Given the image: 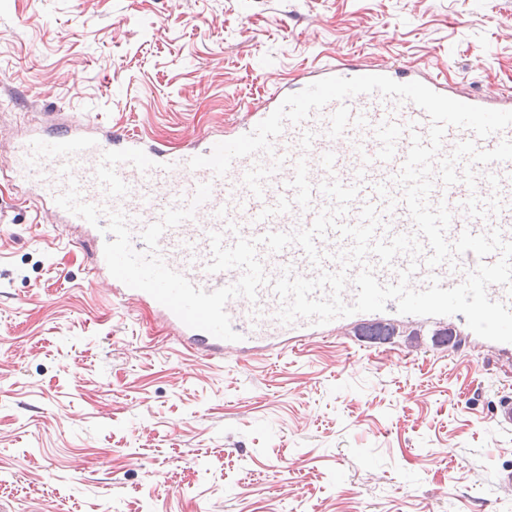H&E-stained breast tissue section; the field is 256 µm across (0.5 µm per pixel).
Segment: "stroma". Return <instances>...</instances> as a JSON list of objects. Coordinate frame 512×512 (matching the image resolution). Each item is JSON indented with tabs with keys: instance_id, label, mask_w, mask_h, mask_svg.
I'll list each match as a JSON object with an SVG mask.
<instances>
[{
	"instance_id": "stroma-1",
	"label": "stroma",
	"mask_w": 512,
	"mask_h": 512,
	"mask_svg": "<svg viewBox=\"0 0 512 512\" xmlns=\"http://www.w3.org/2000/svg\"><path fill=\"white\" fill-rule=\"evenodd\" d=\"M336 55L493 104L512 0H0V162L48 122L183 147ZM79 235L0 172V512H512V344L387 310L209 360Z\"/></svg>"
}]
</instances>
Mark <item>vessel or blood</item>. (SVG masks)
Returning <instances> with one entry per match:
<instances>
[{"mask_svg": "<svg viewBox=\"0 0 512 512\" xmlns=\"http://www.w3.org/2000/svg\"><path fill=\"white\" fill-rule=\"evenodd\" d=\"M363 75H383L399 83L415 80L439 94L449 93L439 77L422 71L404 73L398 63L328 60L308 72L306 81L311 84L331 76ZM288 94L285 87L270 93L263 106L235 124L233 136L251 132ZM452 96L470 105L485 103L477 94L457 92ZM429 128L427 114L415 104L365 94L329 103L301 123H286L283 133L273 141L272 153L236 159L222 176L207 168L193 170L188 166L192 157L211 153L217 143L213 137L174 151L159 143L145 144L138 135L112 128L97 135L74 125L59 124L37 131L22 142L6 167L24 179L33 200L50 210L57 223L82 228L80 244L97 279L110 274L104 258L107 236L57 205L56 198L66 192L69 180L77 181L82 201L125 213L132 245L140 252L146 249L141 233L147 225L159 221L169 207L189 205L197 186L210 184L209 200L197 207L193 218L165 230L159 240V252L170 268L196 287L211 292L235 283L241 275L237 269L208 272L211 232H222L225 245L230 246L240 236L256 238L272 231L292 232L308 227L331 204L319 190L320 184L331 178L360 186L343 223H357L362 206L371 203L385 222L377 232L378 238L414 232L403 189L395 177L410 148L412 134L427 136ZM470 139L479 149L489 150L502 140H512V126L480 140L470 130L449 128L441 155H449L457 143ZM277 156L283 157V165L265 181L262 197H255L243 183L245 173L257 164L271 165ZM66 164L71 167L67 176L60 172ZM475 172V186L460 181L447 187L438 182L429 196L431 205L446 204L452 213L447 240L456 241L465 230L480 234L496 227L505 240L512 241V161L479 166ZM348 245V240L332 230L316 240L322 256L320 263H312L295 244L278 253L262 247L258 255L269 277H278L288 267L294 275L313 278L322 272H338L341 265L333 255ZM478 264V258L470 252L457 256L454 264L443 263L433 269L422 262L411 285L425 288L434 274L442 287L451 288L463 282ZM111 285L121 295L151 308L182 344L212 359L223 358L225 350L233 346L244 352L253 346L265 348L281 343L294 347L326 331L325 326L304 318L289 325L281 323L276 317L281 300L268 284L260 288L256 300L236 297L227 303L233 329L241 336L234 344L189 328L145 291L116 279Z\"/></svg>", "mask_w": 512, "mask_h": 512, "instance_id": "b4317fda", "label": "vessel or blood"}]
</instances>
